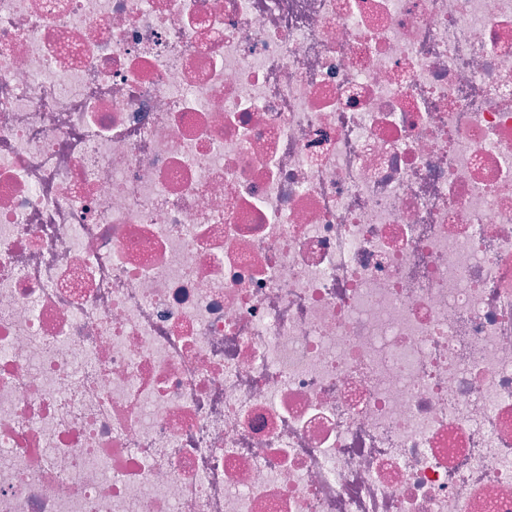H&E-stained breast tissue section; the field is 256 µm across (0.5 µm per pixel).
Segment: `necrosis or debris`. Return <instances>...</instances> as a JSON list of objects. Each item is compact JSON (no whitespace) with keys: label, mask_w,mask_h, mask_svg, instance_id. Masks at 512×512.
Segmentation results:
<instances>
[{"label":"necrosis or debris","mask_w":512,"mask_h":512,"mask_svg":"<svg viewBox=\"0 0 512 512\" xmlns=\"http://www.w3.org/2000/svg\"><path fill=\"white\" fill-rule=\"evenodd\" d=\"M0 512H512V0H0Z\"/></svg>","instance_id":"obj_1"}]
</instances>
